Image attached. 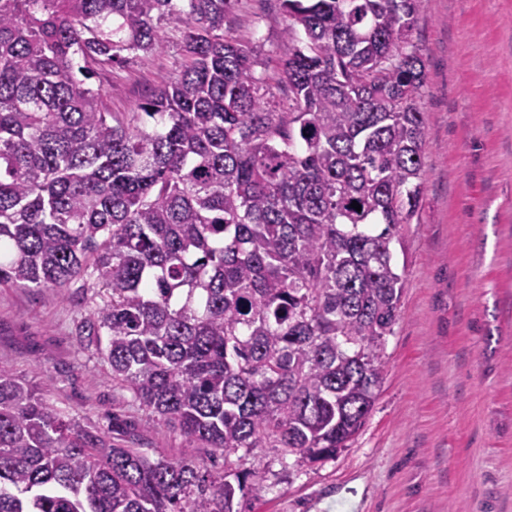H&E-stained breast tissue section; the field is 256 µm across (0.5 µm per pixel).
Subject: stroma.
<instances>
[{
    "instance_id": "stroma-1",
    "label": "stroma",
    "mask_w": 512,
    "mask_h": 512,
    "mask_svg": "<svg viewBox=\"0 0 512 512\" xmlns=\"http://www.w3.org/2000/svg\"><path fill=\"white\" fill-rule=\"evenodd\" d=\"M237 32L261 47L258 73L277 111L279 0H238ZM92 84L110 111L137 110L182 60V30ZM426 64V146L419 219L403 225L399 316L365 425L336 458L282 466L256 448L240 465L263 479L251 512H512V0H427L412 33ZM92 293L0 287V362L35 377L42 396L88 427H145L143 447L197 450L112 385L76 330Z\"/></svg>"
}]
</instances>
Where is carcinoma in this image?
<instances>
[{
  "instance_id": "cac0c4a2",
  "label": "carcinoma",
  "mask_w": 512,
  "mask_h": 512,
  "mask_svg": "<svg viewBox=\"0 0 512 512\" xmlns=\"http://www.w3.org/2000/svg\"><path fill=\"white\" fill-rule=\"evenodd\" d=\"M237 2L0 0V286L92 289L80 344L199 453L121 448L0 363V512H243L255 473L204 461L311 467L373 408L422 204L425 0H281L286 112ZM167 22L182 70L107 111L96 69Z\"/></svg>"
}]
</instances>
